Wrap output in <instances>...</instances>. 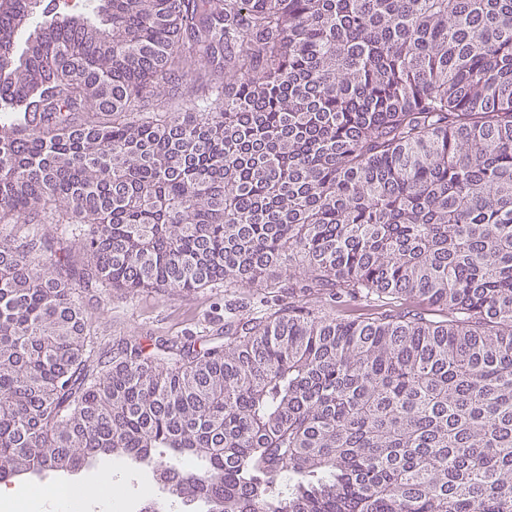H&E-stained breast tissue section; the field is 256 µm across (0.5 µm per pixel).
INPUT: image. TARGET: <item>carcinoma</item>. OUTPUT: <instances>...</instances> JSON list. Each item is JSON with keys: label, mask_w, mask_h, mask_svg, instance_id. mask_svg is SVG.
<instances>
[{"label": "carcinoma", "mask_w": 512, "mask_h": 512, "mask_svg": "<svg viewBox=\"0 0 512 512\" xmlns=\"http://www.w3.org/2000/svg\"><path fill=\"white\" fill-rule=\"evenodd\" d=\"M41 2L0 0V481L115 456L203 512H512V0H102L18 52ZM53 213L79 275L4 231ZM217 281L266 312L91 369L81 289ZM82 224H44L42 232L46 235L49 244L54 249L71 251L77 255L79 253L82 234L80 229ZM394 308L389 305H384L383 302L371 301L364 303H350L340 307L339 315L341 318L347 320H363L368 318H375L380 316L381 313L390 309H395L397 311H403L405 313L409 312L410 315L415 313H423L427 318L431 319H441L443 318V314L440 312L427 311L425 306L420 305L418 303H404L400 304L396 302L391 304ZM396 305V306H394Z\"/></svg>", "instance_id": "carcinoma-1"}]
</instances>
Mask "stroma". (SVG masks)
<instances>
[{
    "mask_svg": "<svg viewBox=\"0 0 512 512\" xmlns=\"http://www.w3.org/2000/svg\"><path fill=\"white\" fill-rule=\"evenodd\" d=\"M82 302L85 319L95 332L90 359L96 363L107 362L126 344L149 337L181 341L213 337L223 331L228 310L243 315L255 311L251 288L241 285L227 288L220 282L190 292L143 291L134 295L96 284L83 290ZM110 467L128 478L131 488L128 508L130 512H139L142 502L139 490L151 483L152 478L148 473L132 470L120 458H103L96 467L73 476L28 479V490L35 495L43 487L63 485L80 491Z\"/></svg>",
    "mask_w": 512,
    "mask_h": 512,
    "instance_id": "35a3bbf8",
    "label": "stroma"
}]
</instances>
